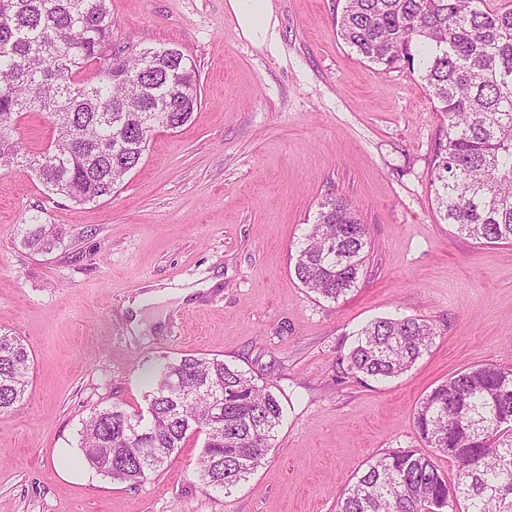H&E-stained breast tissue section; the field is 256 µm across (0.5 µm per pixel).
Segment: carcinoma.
Listing matches in <instances>:
<instances>
[{"label": "carcinoma", "instance_id": "carcinoma-1", "mask_svg": "<svg viewBox=\"0 0 512 512\" xmlns=\"http://www.w3.org/2000/svg\"><path fill=\"white\" fill-rule=\"evenodd\" d=\"M339 30L385 71L418 69L446 118L432 177L444 221L482 244L512 243V7L344 0ZM200 104L198 70L182 49L112 47L108 0H0V167H28L47 192L78 207L112 196L153 135L187 125ZM31 112L47 115L54 136L26 153L14 133ZM56 239L38 225L24 242L48 251ZM370 249L355 206L327 198L298 246L295 277L336 302L357 287ZM436 336L425 319L376 320L357 333L347 371L396 377ZM29 370L21 339L0 334L1 416L23 401ZM148 380L146 410L113 405L83 422L80 450L91 468L137 486L201 435L194 469L208 488L229 494L263 464L282 420L268 386L222 359L192 355L157 362ZM414 424L455 478L425 453L389 450L340 494L337 512H512V368L455 374L421 400Z\"/></svg>", "mask_w": 512, "mask_h": 512}]
</instances>
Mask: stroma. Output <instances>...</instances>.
<instances>
[{"instance_id":"1","label":"stroma","mask_w":512,"mask_h":512,"mask_svg":"<svg viewBox=\"0 0 512 512\" xmlns=\"http://www.w3.org/2000/svg\"><path fill=\"white\" fill-rule=\"evenodd\" d=\"M273 47L242 35L227 0H109L116 48L175 45L202 104L153 136L112 197L79 208L29 169H0V334L32 357L23 402L0 416V512H336L372 457L425 451L423 396L466 368L512 366V244H482L440 216L431 188L444 119L418 72L383 71L337 34L341 0H272ZM357 206L371 249L358 288H304L296 246L328 194ZM55 226L47 252L23 243ZM195 297L133 335L145 285ZM436 325L428 353L389 380L336 381L365 324ZM218 357L268 385L283 421L265 463L230 495L207 491L190 439L132 487L76 462L83 421L145 408L157 359Z\"/></svg>"}]
</instances>
